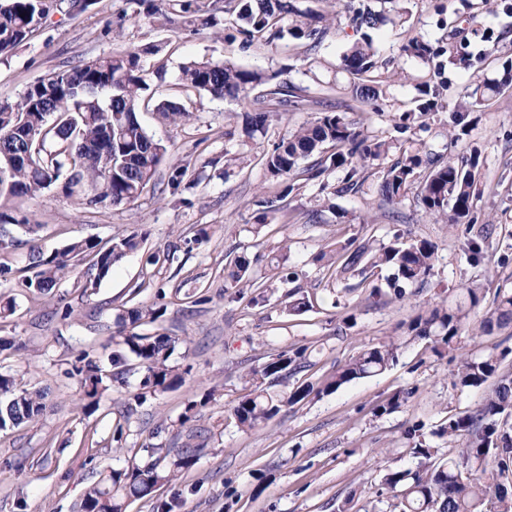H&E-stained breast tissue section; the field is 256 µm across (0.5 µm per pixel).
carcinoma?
I'll use <instances>...</instances> for the list:
<instances>
[{
  "label": "carcinoma",
  "instance_id": "obj_1",
  "mask_svg": "<svg viewBox=\"0 0 512 512\" xmlns=\"http://www.w3.org/2000/svg\"><path fill=\"white\" fill-rule=\"evenodd\" d=\"M297 0H245L239 11L246 39L260 37L282 22L287 33L297 40L314 43L325 33L321 23L327 18L309 8L296 5ZM199 12L198 0H173L170 12L155 9L151 15L162 17V24L176 26L189 23ZM352 19L363 30L361 41L342 57L344 68L357 75L376 67L373 40L369 31L379 28L386 17L369 6L352 9ZM44 16L43 0H7L0 6V54L25 41ZM405 55L427 61L437 55L433 47L420 37L403 45ZM182 83L214 98H240L272 77L257 70L217 63L210 60H189L180 67ZM141 53L116 50L92 61L60 70L47 79H40L25 89L14 105H0V153L21 155L31 153V161L0 166V247L13 245L10 225H26L27 216L16 217L10 205L17 200H34L43 191L64 181L66 194H74L80 186L90 191L88 203H109L114 206L135 202L153 180L157 167L168 154V148L154 140L137 118L142 93L148 90ZM416 105L419 114L434 111V93L426 82L421 84ZM277 103L297 110L304 99L297 88L281 83L272 90ZM326 143L336 145V153L323 158L320 148ZM391 145L379 138H369L356 129L343 115L324 112L282 139L265 160L267 176L283 186L287 196L297 186L296 178L318 180L327 172L342 170L340 191L359 189L365 182L363 170L352 159L382 160ZM302 161L308 165L301 169ZM419 153H410L392 163L380 186L381 195L397 203L416 187L417 197L426 212L436 220L456 224L470 212L477 194L476 175L479 155L473 154L456 163L434 165L429 177L415 184V170L421 165ZM134 236L118 238L110 245L93 239H75L48 255L35 251L31 255L30 275L23 285L39 294H48L68 274L75 262L88 257L90 268L82 284V294L96 287L112 266L127 252L135 249ZM435 246L425 240L408 246L375 250L362 245L345 251L331 262L341 277L357 268L393 270L389 286L395 295L403 296L402 286L424 282L430 274ZM249 262L238 257L234 269L224 276L226 288H259L248 278ZM156 321L157 310L143 305L127 311L129 330L112 336L117 350L112 352L107 372L101 362L86 351L71 363L67 375L77 379L80 406L91 412L98 408L107 382L121 384L128 368L127 354H132L145 370L140 391L131 400L142 404L148 398L181 383V377L169 364L176 339L163 334L134 331L144 318ZM512 321V294L500 293L495 308L483 317L479 335H490ZM467 323V315L435 303L412 318L406 335L427 339L433 351L442 356L459 350L457 338ZM399 344L390 339L376 347L363 350L349 361L338 364L325 374L318 385L306 384L289 393H278L289 374L306 364L303 352L283 350L272 356L262 368L250 374L255 388L240 398L230 409L231 416L242 429H253L276 417L282 408L293 406L311 395L336 391L354 380L372 377L388 370L398 358ZM504 354L489 351L474 357L460 354L456 379L465 388L488 386L482 407L472 413L452 414L444 420L437 434L459 442L457 454L447 460H436L422 426L416 424L406 432L408 451L416 460V469L395 471L385 475V484L394 492L399 512H512V376L499 373ZM215 395L210 389L201 400L190 401L181 416L180 425L192 421V412L206 405ZM409 393L396 391L373 408L383 415L400 408ZM46 411L45 395L32 391L11 375L0 374V430L35 422ZM195 434L176 453L160 446H147L149 460L122 470H109L92 483L76 504V512H125L137 500H149L153 512H177L180 496L161 497L158 490L171 486L190 471L198 459L200 448L192 444Z\"/></svg>",
  "mask_w": 512,
  "mask_h": 512
}]
</instances>
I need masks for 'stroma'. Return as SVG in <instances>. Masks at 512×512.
Masks as SVG:
<instances>
[{
  "mask_svg": "<svg viewBox=\"0 0 512 512\" xmlns=\"http://www.w3.org/2000/svg\"><path fill=\"white\" fill-rule=\"evenodd\" d=\"M210 0H200L198 24L169 29L146 17L136 0H93L73 13L68 0H49L38 27L20 45L0 54V105L16 104L26 87L53 72L93 60L116 49L156 45L144 58L150 88L137 117L146 132L167 146L169 156L142 196L132 204L85 206L52 186L19 210L37 224L36 235L18 233L15 246L0 250V261L24 270L31 245L44 251L74 238L104 243L138 233L136 251L117 262L89 295L64 279L50 294L37 295L17 282L0 287L13 298L15 312L0 320V336H15L22 347L0 353V373L29 389L47 392L49 408L39 421L0 430V512H71L86 486L100 473L145 463L146 445L178 448L179 420L188 401L207 390L215 397L198 414L206 447L195 466L176 485L182 512H336L352 498L354 512H390L395 499L384 483L391 471L415 467L404 432L420 424L438 457L456 444L438 436L451 414L474 411L483 391L456 383V361L439 357L427 341L406 335L408 322L425 303L447 300L468 306L469 287L483 289L481 311L491 309L497 291H512V85L477 101L470 124L450 127L454 107L476 82L500 79L512 63V0H496L490 15L472 16V0H404L398 18L389 0H375L386 21L374 33L382 100L354 105L359 80L340 66L357 40L345 0H298L300 8L329 14L320 43L272 34L246 41L240 34L238 0H228L216 25H206ZM428 41L438 55L426 64L407 57L411 37ZM189 58L258 69L298 88L300 110L271 106L264 132L247 135L245 120L269 85L255 87L247 99H217L184 87L180 66ZM163 78H156V69ZM439 93L441 110L414 112L422 82ZM186 108L190 120L175 124L159 111L160 102ZM321 112H341L363 135L390 141L388 160L366 163L358 192L338 193L342 174L324 182L300 184L263 212L259 195L281 187L268 179L267 153L295 128ZM419 150L426 161L416 170L425 180L430 160L447 162L476 153L484 174L469 216L459 224L434 220L415 193L388 204L379 195L389 160ZM184 168L178 192L168 181L172 167ZM478 240L473 259L468 246ZM421 240L436 247L434 267L416 295L398 300L387 279L390 269L350 273L337 279L321 254L341 246L355 249L409 245ZM288 260L273 269L269 256L280 244ZM246 257L253 279L265 285V300L252 304L224 286V267ZM380 296H372V288ZM139 298H132L133 289ZM297 290L308 301L291 315L285 294ZM162 309L157 321L139 330L176 338L170 363L183 373L181 386L126 409L144 375L137 368L126 384L108 390L98 409L77 406V382L67 369L83 350L100 360L112 353V336L134 303ZM479 314L459 341L472 355L502 352L500 371L512 374V335L498 330L475 336ZM400 345L397 363L384 373L344 384L335 392L283 408L253 430L239 428L229 414L232 402L250 390L247 376L269 355L302 350L306 370L283 383L285 391L318 382L334 365L388 339ZM410 390L399 409L374 416L373 407L389 394ZM124 438L115 446L116 424ZM69 481H62V474Z\"/></svg>",
  "mask_w": 512,
  "mask_h": 512,
  "instance_id": "1",
  "label": "stroma"
}]
</instances>
